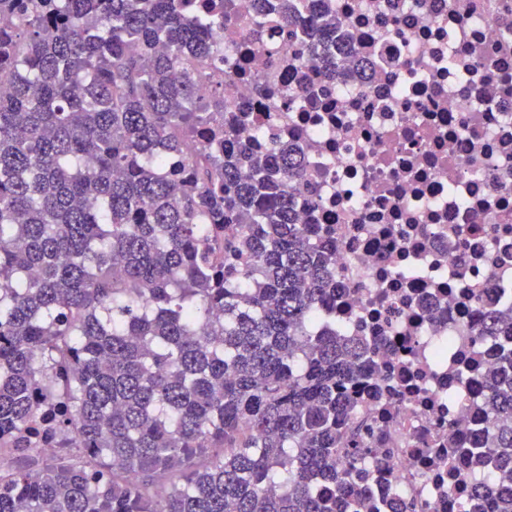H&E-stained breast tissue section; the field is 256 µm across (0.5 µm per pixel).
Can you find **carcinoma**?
I'll return each mask as SVG.
<instances>
[{
  "instance_id": "carcinoma-1",
  "label": "carcinoma",
  "mask_w": 512,
  "mask_h": 512,
  "mask_svg": "<svg viewBox=\"0 0 512 512\" xmlns=\"http://www.w3.org/2000/svg\"><path fill=\"white\" fill-rule=\"evenodd\" d=\"M183 0H0V512H372L321 495L372 350L317 332L332 247L295 223L301 149L255 154L242 113L199 99L226 62ZM336 75L323 8L280 0ZM17 16L18 25L7 18ZM479 336H512L488 309ZM488 423L448 460L512 512V348L485 376ZM81 446L41 465L35 446Z\"/></svg>"
}]
</instances>
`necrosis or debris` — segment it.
I'll return each instance as SVG.
<instances>
[{"label": "necrosis or debris", "mask_w": 512, "mask_h": 512, "mask_svg": "<svg viewBox=\"0 0 512 512\" xmlns=\"http://www.w3.org/2000/svg\"><path fill=\"white\" fill-rule=\"evenodd\" d=\"M230 4L213 38L231 68L205 69L202 94L251 113L242 141L301 143L297 219L333 245L321 322L373 349L344 428L366 452L351 485L378 512H458L493 474L448 467L449 438L469 448L482 427L501 347L475 329L512 306V0H302L353 47L315 102L319 66L278 12Z\"/></svg>", "instance_id": "4bbe7bcc"}]
</instances>
